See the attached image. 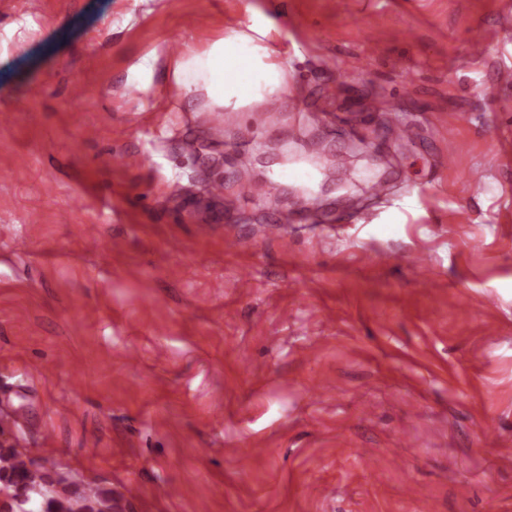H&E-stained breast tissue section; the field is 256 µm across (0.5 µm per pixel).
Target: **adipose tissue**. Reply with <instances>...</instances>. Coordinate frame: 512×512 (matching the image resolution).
Returning <instances> with one entry per match:
<instances>
[{
  "label": "adipose tissue",
  "instance_id": "obj_1",
  "mask_svg": "<svg viewBox=\"0 0 512 512\" xmlns=\"http://www.w3.org/2000/svg\"><path fill=\"white\" fill-rule=\"evenodd\" d=\"M172 75L180 95L202 90L219 106L254 102L285 82L282 65L242 32L216 39L203 52L186 51L176 60Z\"/></svg>",
  "mask_w": 512,
  "mask_h": 512
}]
</instances>
